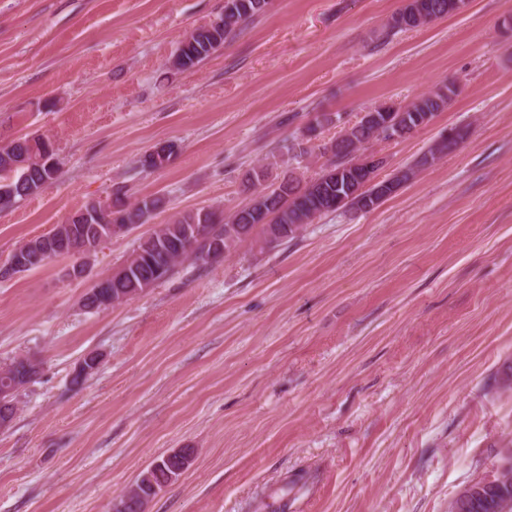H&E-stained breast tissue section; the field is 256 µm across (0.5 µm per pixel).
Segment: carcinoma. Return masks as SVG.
<instances>
[{"label":"carcinoma","instance_id":"carcinoma-1","mask_svg":"<svg viewBox=\"0 0 512 512\" xmlns=\"http://www.w3.org/2000/svg\"><path fill=\"white\" fill-rule=\"evenodd\" d=\"M268 0H224V11L217 16L216 25L194 28L189 37L182 39L173 55L172 66L178 72L196 68L204 60L224 48V43L236 30L264 10ZM465 0H408L392 16L388 30L403 31L424 24L423 18L447 17L462 11ZM459 89L452 83H442L428 94L422 95L406 106L403 114H395L384 105L374 108L378 113L397 120L402 133L409 134L424 125L434 115L448 107V95L456 96ZM337 136L344 154L332 153L320 166L315 177L306 180L293 175L284 177L279 183L265 184L267 173L260 167L247 175V183L256 192L253 206L223 218L215 210L201 208L194 212L177 214L159 224L150 233L136 239V246L123 263L126 273L112 285L113 301L120 305L141 296L142 279L155 276L162 281L188 260L208 263L210 249L201 238L208 234H225L232 240L233 248L252 239L258 233L272 241L286 242L297 237L305 226L323 215L350 210L354 205L346 202L354 187V176L339 178L326 176L332 168L344 169L350 163V148L359 143L371 144L388 139L384 131L371 126L341 127ZM24 143L10 140L0 146V154L11 152L27 165L13 171H0V210L15 207L20 202L41 194L53 183L61 172V161L52 153L54 162L46 166L38 160L41 147L51 144L45 136L23 137ZM458 142L437 141L407 171L395 174L391 181L402 184L411 179L418 168L434 164L457 148ZM166 206V198L157 195L131 199L122 187L112 190V214L118 216L117 224H146L152 215ZM152 473L154 483L143 484L137 478L132 484L134 496H147L151 502L157 491L180 476L179 462L170 457L159 458L155 468H146L142 474ZM457 512H512V472L504 476L497 487H483L477 481L464 486L463 495L457 500Z\"/></svg>","mask_w":512,"mask_h":512}]
</instances>
